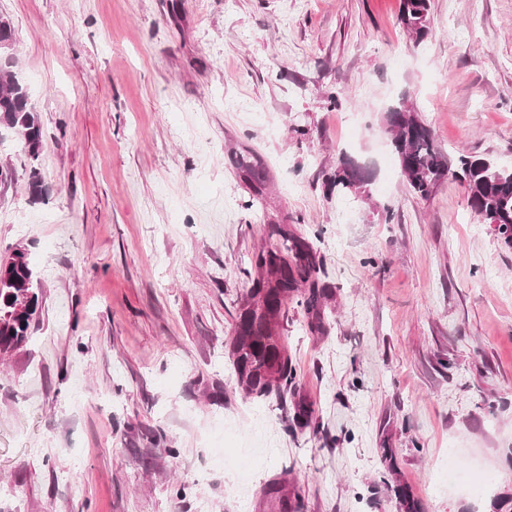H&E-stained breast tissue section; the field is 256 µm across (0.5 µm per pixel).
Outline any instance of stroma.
I'll return each instance as SVG.
<instances>
[{
	"mask_svg": "<svg viewBox=\"0 0 512 512\" xmlns=\"http://www.w3.org/2000/svg\"><path fill=\"white\" fill-rule=\"evenodd\" d=\"M399 9L0 0L44 191L7 137L0 253L27 249L42 288L0 354V512H274L275 479L297 512H405L400 487L423 512H512V249L458 182L415 196L381 120L411 93L444 152L512 167V0H432L420 44ZM342 151L368 196L324 187ZM273 224L333 288L327 333L284 306L281 398L245 395L231 356Z\"/></svg>",
	"mask_w": 512,
	"mask_h": 512,
	"instance_id": "stroma-1",
	"label": "stroma"
}]
</instances>
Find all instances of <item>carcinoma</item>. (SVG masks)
Returning a JSON list of instances; mask_svg holds the SVG:
<instances>
[{
    "instance_id": "obj_1",
    "label": "carcinoma",
    "mask_w": 512,
    "mask_h": 512,
    "mask_svg": "<svg viewBox=\"0 0 512 512\" xmlns=\"http://www.w3.org/2000/svg\"><path fill=\"white\" fill-rule=\"evenodd\" d=\"M432 0H400L399 23L421 44L431 34ZM0 53L9 55L16 43L9 20L0 17ZM393 138L400 176L410 191L422 199L435 194L452 179L466 191L472 212L490 225L506 246L512 247V168H503L478 154L453 157L439 146L434 131L419 117L410 94H403L382 117ZM12 130L30 160L29 188L42 192L38 161L42 151V126L26 87L9 66H0V128ZM238 166L246 179L260 191L265 171L248 158ZM370 169L342 151L335 169L326 178L328 190L358 197L366 192ZM271 234L279 244L262 250L256 258V273L244 295L233 341V367L237 386L248 395L282 396L297 387L296 372L288 351L281 343L283 307L288 298L304 287L299 303L311 318V329H324L323 302L331 294L328 284L317 276L318 269L310 244L288 233L278 224ZM41 278L22 248L0 258V353L21 346L31 332L37 312Z\"/></svg>"
}]
</instances>
